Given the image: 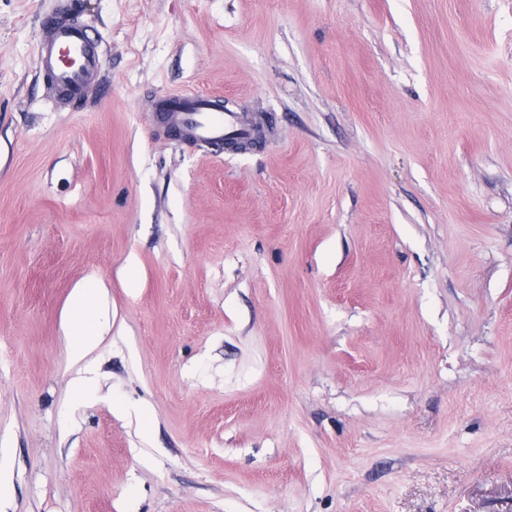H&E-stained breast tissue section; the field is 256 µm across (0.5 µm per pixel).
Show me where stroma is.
Listing matches in <instances>:
<instances>
[{
    "instance_id": "1",
    "label": "stroma",
    "mask_w": 512,
    "mask_h": 512,
    "mask_svg": "<svg viewBox=\"0 0 512 512\" xmlns=\"http://www.w3.org/2000/svg\"><path fill=\"white\" fill-rule=\"evenodd\" d=\"M78 3L73 107L0 0V512H512V0ZM155 121L168 129H176L178 139L188 147L206 143L224 144V136L237 134L248 138L235 112L224 110V100L212 93L166 92L154 99ZM99 288L100 278L93 274L77 283L69 296L68 312L62 318L71 357L77 362L95 348L101 333Z\"/></svg>"
}]
</instances>
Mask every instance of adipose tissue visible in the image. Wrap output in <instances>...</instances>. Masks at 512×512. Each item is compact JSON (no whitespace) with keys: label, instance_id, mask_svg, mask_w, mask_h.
Here are the masks:
<instances>
[{"label":"adipose tissue","instance_id":"obj_1","mask_svg":"<svg viewBox=\"0 0 512 512\" xmlns=\"http://www.w3.org/2000/svg\"><path fill=\"white\" fill-rule=\"evenodd\" d=\"M100 280L91 275L75 285L69 296V308L61 322L74 360H82L97 344L101 333Z\"/></svg>","mask_w":512,"mask_h":512}]
</instances>
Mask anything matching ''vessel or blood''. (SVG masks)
I'll return each instance as SVG.
<instances>
[{
    "label": "vessel or blood",
    "mask_w": 512,
    "mask_h": 512,
    "mask_svg": "<svg viewBox=\"0 0 512 512\" xmlns=\"http://www.w3.org/2000/svg\"><path fill=\"white\" fill-rule=\"evenodd\" d=\"M73 0H57L40 25L36 62L58 98L78 102L100 90L104 53L99 37L75 21ZM157 123L178 131L181 143L222 146L226 135L248 137L236 113L225 111L222 98L210 93L166 92L154 99Z\"/></svg>",
    "instance_id": "1"
}]
</instances>
